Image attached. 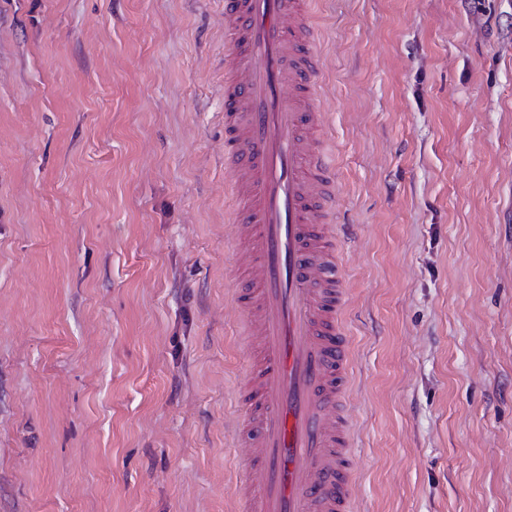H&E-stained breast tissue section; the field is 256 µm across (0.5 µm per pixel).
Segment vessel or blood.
Returning <instances> with one entry per match:
<instances>
[{"mask_svg":"<svg viewBox=\"0 0 512 512\" xmlns=\"http://www.w3.org/2000/svg\"><path fill=\"white\" fill-rule=\"evenodd\" d=\"M310 0H224V165L244 244L230 290L251 365L239 512H355L336 179Z\"/></svg>","mask_w":512,"mask_h":512,"instance_id":"b4317fda","label":"vessel or blood"}]
</instances>
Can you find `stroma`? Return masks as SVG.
I'll list each match as a JSON object with an SVG mask.
<instances>
[{
    "instance_id": "1",
    "label": "stroma",
    "mask_w": 512,
    "mask_h": 512,
    "mask_svg": "<svg viewBox=\"0 0 512 512\" xmlns=\"http://www.w3.org/2000/svg\"><path fill=\"white\" fill-rule=\"evenodd\" d=\"M358 512H512V0H313ZM222 0H0V512H236Z\"/></svg>"
}]
</instances>
